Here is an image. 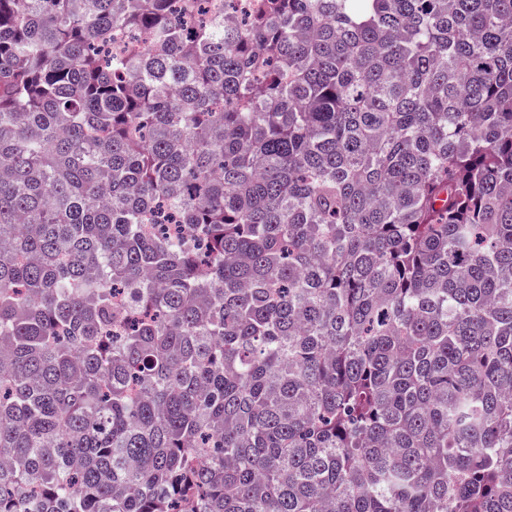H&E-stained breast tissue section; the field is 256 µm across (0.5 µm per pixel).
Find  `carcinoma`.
<instances>
[{
	"label": "carcinoma",
	"instance_id": "1",
	"mask_svg": "<svg viewBox=\"0 0 512 512\" xmlns=\"http://www.w3.org/2000/svg\"><path fill=\"white\" fill-rule=\"evenodd\" d=\"M236 2L0 0V512H512V0Z\"/></svg>",
	"mask_w": 512,
	"mask_h": 512
}]
</instances>
